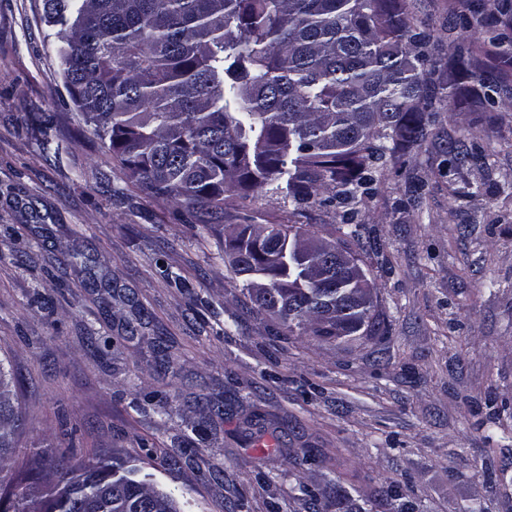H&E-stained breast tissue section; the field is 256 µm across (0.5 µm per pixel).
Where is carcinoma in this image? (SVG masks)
Returning <instances> with one entry per match:
<instances>
[{
	"mask_svg": "<svg viewBox=\"0 0 512 512\" xmlns=\"http://www.w3.org/2000/svg\"><path fill=\"white\" fill-rule=\"evenodd\" d=\"M406 0H44L69 95L100 147L149 197L224 217L225 194L264 193L299 208L323 192L344 208L376 190L384 160L432 137L418 117L436 87L476 82L492 107L499 85L458 41L448 60L430 33L407 22ZM506 0H480L467 27L504 43L494 24ZM299 224H239L225 251L258 309L292 336H373V288L363 261L344 267L305 246ZM21 413L0 363V459ZM62 490L36 503L20 493L0 512H178L174 498L115 458L57 469Z\"/></svg>",
	"mask_w": 512,
	"mask_h": 512,
	"instance_id": "obj_1",
	"label": "carcinoma"
}]
</instances>
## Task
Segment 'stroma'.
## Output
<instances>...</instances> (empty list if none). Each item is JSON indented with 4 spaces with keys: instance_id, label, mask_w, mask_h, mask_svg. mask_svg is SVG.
<instances>
[{
    "instance_id": "stroma-1",
    "label": "stroma",
    "mask_w": 512,
    "mask_h": 512,
    "mask_svg": "<svg viewBox=\"0 0 512 512\" xmlns=\"http://www.w3.org/2000/svg\"><path fill=\"white\" fill-rule=\"evenodd\" d=\"M408 3L452 54L459 0ZM57 30L43 0H0V363L24 414L0 494L44 484L60 458L116 457L179 512H309V497L332 506L340 487L357 512H512L506 65L482 69L508 86L494 111L449 112L448 87L424 115L434 140L387 160L353 246L379 334L322 340L258 314L222 247L232 224L333 239L339 209L232 192L203 226L144 195L72 103ZM47 129L58 152L42 150ZM452 146L475 159L440 176ZM491 468L504 485L491 487Z\"/></svg>"
}]
</instances>
